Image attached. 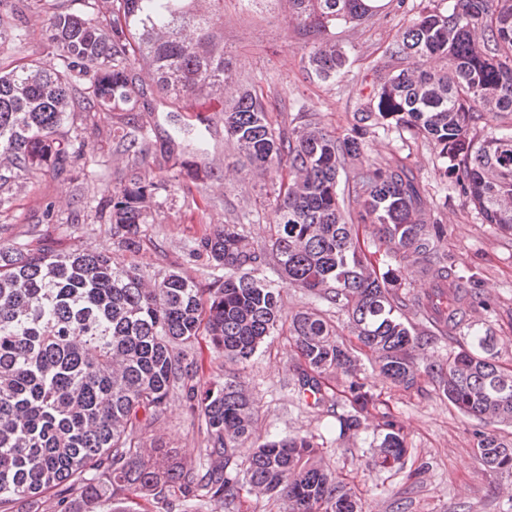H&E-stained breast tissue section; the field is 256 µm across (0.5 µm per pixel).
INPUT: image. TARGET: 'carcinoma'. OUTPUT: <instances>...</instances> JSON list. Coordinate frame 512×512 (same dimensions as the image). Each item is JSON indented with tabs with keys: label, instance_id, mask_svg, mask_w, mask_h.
<instances>
[{
	"label": "carcinoma",
	"instance_id": "1",
	"mask_svg": "<svg viewBox=\"0 0 512 512\" xmlns=\"http://www.w3.org/2000/svg\"><path fill=\"white\" fill-rule=\"evenodd\" d=\"M288 23L308 38L307 74L327 82L349 62L332 38L386 8L369 0H288ZM417 21L384 50L367 102L338 136L304 114L275 125L255 88L232 90L224 58V0H0V53L42 23L43 50L0 68V203L20 180L60 178L85 153L67 126L125 112L115 134L127 173L110 200L112 247L63 250L0 245V512L33 503L40 512H131L142 498L158 509L178 498L208 512H238L241 491L282 501L283 512H364L361 499L322 464L307 435L255 436L257 405L240 376L193 383L207 340L231 364L248 362L268 338L288 332L298 392L335 407L341 437H357L376 412L383 438L373 465L404 464L403 425L360 377L366 356L393 385L417 386L422 371L460 412L512 427V367L499 361L492 332L470 329L465 348L437 364L421 354L460 328L478 299L473 277L448 265L445 228L427 215L420 178L405 162L355 165L364 135L407 132L433 146L439 176L453 182L487 224L512 235V0H424ZM171 100L167 139L203 150L210 117L187 112L201 97L224 101V133L271 184L274 223L255 245L241 224H219L195 242L224 268L200 288L174 271L123 266L112 251L138 252L152 202L172 181L214 177L188 157H167L171 175L150 164L154 97ZM345 176L347 194L340 193ZM272 257L282 285L348 313L350 338L325 314L284 320L282 289L264 274ZM440 288L423 298L402 270ZM182 388L198 414L204 464L154 455L144 435L171 391ZM249 448L241 459L238 449ZM482 463L512 470V445L476 435Z\"/></svg>",
	"mask_w": 512,
	"mask_h": 512
}]
</instances>
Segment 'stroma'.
I'll return each instance as SVG.
<instances>
[{
  "mask_svg": "<svg viewBox=\"0 0 512 512\" xmlns=\"http://www.w3.org/2000/svg\"><path fill=\"white\" fill-rule=\"evenodd\" d=\"M419 2L405 0L403 7L384 9L359 27L337 28L336 41L348 49L349 62L339 78L322 82L303 69L305 40L298 28L286 22L287 0H250L245 6L240 0H224V57L236 86L263 90L274 120L289 121L306 112L341 135L350 131L362 93L370 92L374 68L386 46L413 23ZM190 109L213 118L206 151L196 161L214 170L215 176L160 192L156 220L143 227L142 250L134 256L117 253L116 259L152 271L174 270L206 288L223 277L224 270L206 256L191 253L195 240L211 225L241 222L260 245L274 215L263 204L265 188L238 172L239 156L224 136L218 103L201 100L191 103ZM123 119L120 112L98 113L94 126L83 132L93 148L76 161L69 179L36 174L0 206V244L32 247L45 237L62 249L111 244L109 225L67 222L69 211L60 201L72 197V209L79 211L84 200L110 196L115 172L123 165L112 132ZM363 158L384 166L402 160L419 175L428 211L448 226L449 258L462 273L475 275L489 302L488 307L473 310L470 322L490 329L500 360L512 361V236L484 223L451 185L437 179L439 160L426 141L407 133L379 132L367 136ZM295 364L287 337L274 336L239 366L258 407L257 432L321 437L325 464L348 478L367 512H512V471L487 469L474 451V433L483 429V422L440 397L431 377H421L418 387L406 390L363 363L367 386L381 395L402 423L408 446L402 469L378 471L371 465L382 436L376 419L368 420L359 437L339 438L332 413L299 400ZM146 441L148 447L163 449L177 459L199 460L202 437L184 390L171 392Z\"/></svg>",
  "mask_w": 512,
  "mask_h": 512,
  "instance_id": "obj_1",
  "label": "stroma"
}]
</instances>
